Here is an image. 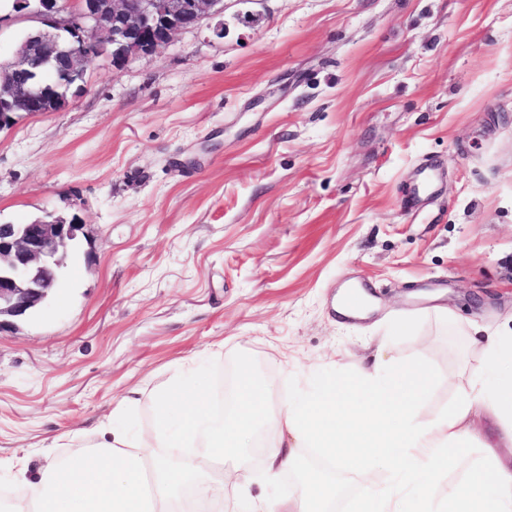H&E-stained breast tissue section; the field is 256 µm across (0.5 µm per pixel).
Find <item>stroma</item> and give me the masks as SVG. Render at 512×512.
I'll use <instances>...</instances> for the list:
<instances>
[{"mask_svg": "<svg viewBox=\"0 0 512 512\" xmlns=\"http://www.w3.org/2000/svg\"><path fill=\"white\" fill-rule=\"evenodd\" d=\"M0 129V221L79 215L42 308L0 325V491L120 398L240 359L281 399L412 358L448 405L512 321V0H224ZM367 317L343 320L346 285Z\"/></svg>", "mask_w": 512, "mask_h": 512, "instance_id": "1", "label": "stroma"}]
</instances>
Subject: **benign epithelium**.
<instances>
[{
	"mask_svg": "<svg viewBox=\"0 0 512 512\" xmlns=\"http://www.w3.org/2000/svg\"><path fill=\"white\" fill-rule=\"evenodd\" d=\"M223 0H13L12 12L31 14L65 34L28 36L0 62V128L12 122L5 108L25 102L33 112H58L55 88L44 75L57 66L83 76L87 59L106 56L125 63L167 45L174 34L196 27ZM83 229L77 216L31 223L0 222V319L41 306L58 288L66 259Z\"/></svg>",
	"mask_w": 512,
	"mask_h": 512,
	"instance_id": "1",
	"label": "benign epithelium"
}]
</instances>
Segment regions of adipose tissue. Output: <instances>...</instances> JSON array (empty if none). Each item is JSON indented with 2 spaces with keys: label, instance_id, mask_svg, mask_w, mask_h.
I'll return each instance as SVG.
<instances>
[{
  "label": "adipose tissue",
  "instance_id": "adipose-tissue-1",
  "mask_svg": "<svg viewBox=\"0 0 512 512\" xmlns=\"http://www.w3.org/2000/svg\"><path fill=\"white\" fill-rule=\"evenodd\" d=\"M485 370L468 375L434 419L420 414L432 376L415 363L380 362L281 402L267 379L243 369L230 411L215 413L206 392L181 370L153 398L146 434L117 432L102 422L94 442L67 435L68 453L38 480L20 479L16 495L28 512H224V488L247 479L225 471L249 449L262 451L270 481L301 469V449H318L333 475L303 471L288 496L249 501L251 512H333L343 483L356 512H512V328L489 332L481 345ZM485 417L496 437L476 431ZM479 442L486 459L439 491L460 451ZM389 479L379 483V472Z\"/></svg>",
  "mask_w": 512,
  "mask_h": 512
}]
</instances>
